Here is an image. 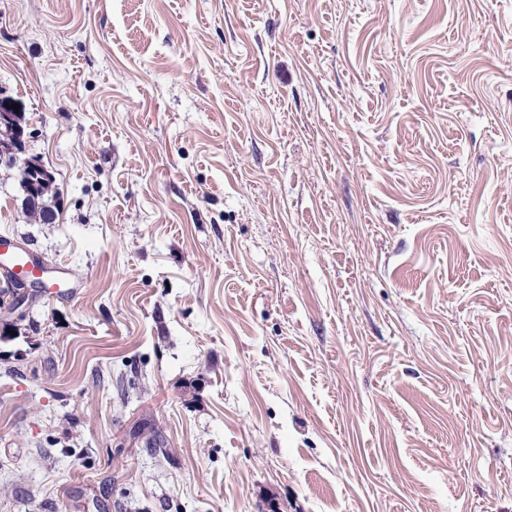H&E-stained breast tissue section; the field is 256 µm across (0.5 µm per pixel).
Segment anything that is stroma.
<instances>
[{"instance_id": "stroma-1", "label": "stroma", "mask_w": 512, "mask_h": 512, "mask_svg": "<svg viewBox=\"0 0 512 512\" xmlns=\"http://www.w3.org/2000/svg\"><path fill=\"white\" fill-rule=\"evenodd\" d=\"M0 512H512V0H0ZM6 104L11 106V109L6 107ZM13 102L7 98H0V127L13 131L14 146H11L10 153L6 156V160L12 161L18 157V153H23L25 127L22 125V114L14 112L12 108ZM25 162L29 164L32 171L30 181L24 186V205L25 212L28 215L29 210H34L37 219L43 222H50L54 218L53 212L41 213V199L44 195L50 193L55 185L53 172L45 167L40 161L33 158H26ZM13 256V265L10 268V272L14 276L39 278L44 273L43 269L27 253L23 251L15 252ZM21 278L14 281L12 288H28Z\"/></svg>"}]
</instances>
